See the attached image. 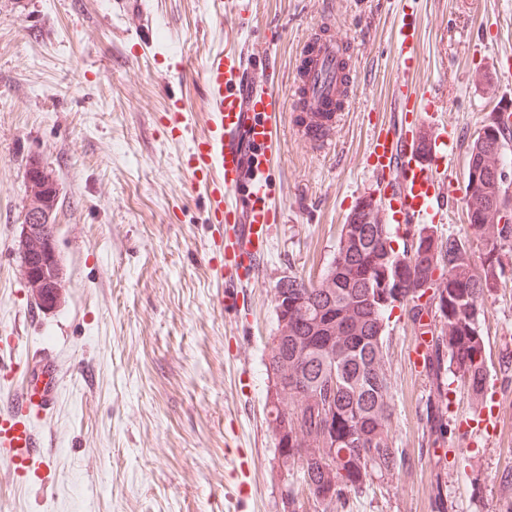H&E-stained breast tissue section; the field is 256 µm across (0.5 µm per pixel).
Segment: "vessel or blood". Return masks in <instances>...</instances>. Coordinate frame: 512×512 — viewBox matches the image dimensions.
Segmentation results:
<instances>
[{"label":"vessel or blood","mask_w":512,"mask_h":512,"mask_svg":"<svg viewBox=\"0 0 512 512\" xmlns=\"http://www.w3.org/2000/svg\"><path fill=\"white\" fill-rule=\"evenodd\" d=\"M401 63L395 106L407 114L426 96L411 73L417 63L415 30L403 24L396 44ZM353 45L337 38L328 23L310 29L296 53L290 80L289 110L302 136L316 148L332 139L339 113L349 111L357 93ZM274 61L255 66L239 50L208 60L203 74L208 124L193 136L186 167L202 187L208 216L218 226L213 245L224 254L217 275L224 306L237 307L266 246L277 213L270 183L272 118L280 110ZM373 170L387 206L388 221L411 224L435 220L449 202L450 184L437 171L438 145L420 136L418 125L402 123L377 132ZM32 375L22 393L0 408V461L19 474L47 465L34 418L47 415L58 393L55 361L41 351L30 354Z\"/></svg>","instance_id":"obj_1"}]
</instances>
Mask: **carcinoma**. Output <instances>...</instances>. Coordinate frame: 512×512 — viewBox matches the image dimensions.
Wrapping results in <instances>:
<instances>
[{"label": "carcinoma", "instance_id": "carcinoma-1", "mask_svg": "<svg viewBox=\"0 0 512 512\" xmlns=\"http://www.w3.org/2000/svg\"><path fill=\"white\" fill-rule=\"evenodd\" d=\"M512 131L502 121L484 126L469 147L464 187L467 231L443 237L432 224H407L402 247L375 202L363 224H344L336 251L317 280L290 276L280 294L298 302L288 333L267 354L266 370L288 373L298 386L279 396L273 412L288 425L308 468L300 472L318 504L334 512L350 493L398 474L403 450L391 435L393 415L386 331L392 312H407L418 344H426L435 386L427 419L447 433L448 368L467 386L474 404H486L485 336L479 325L487 293L505 277L512 257V224L501 223L494 174ZM55 241V228L24 249L40 254ZM480 254L475 261L474 253ZM407 276L397 277L398 264ZM44 306L57 293L52 274L29 280ZM431 335L425 341V335Z\"/></svg>", "mask_w": 512, "mask_h": 512}]
</instances>
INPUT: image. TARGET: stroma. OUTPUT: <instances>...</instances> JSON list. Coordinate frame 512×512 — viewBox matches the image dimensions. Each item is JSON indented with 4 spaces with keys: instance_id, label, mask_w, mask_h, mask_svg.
<instances>
[{
    "instance_id": "obj_1",
    "label": "stroma",
    "mask_w": 512,
    "mask_h": 512,
    "mask_svg": "<svg viewBox=\"0 0 512 512\" xmlns=\"http://www.w3.org/2000/svg\"><path fill=\"white\" fill-rule=\"evenodd\" d=\"M139 2L146 34L122 0H0V355L12 360L0 398L22 389L32 350L61 369L56 405L37 422L48 485L0 463V512H283L285 492L314 512L301 479L280 487L266 420L276 285L319 276L356 203L377 195L373 138L400 118L396 37L410 21L413 79L435 98L421 118L430 135L458 138L437 161L455 197L439 229L464 233L469 146L512 113V0H334L329 22L353 44L360 86L325 149L280 112L270 180L281 220L237 314L224 311L213 226L184 167L190 141L171 116L183 105L202 130L205 61L237 46L271 53L288 88L321 0H255L220 23L213 0ZM34 161L58 188L63 288L51 308L27 287L18 250ZM480 324L496 428L467 427L478 410L456 383L441 438L426 421L433 385L413 363L414 327L393 312L392 433L405 461L338 512H512V270Z\"/></svg>"
}]
</instances>
